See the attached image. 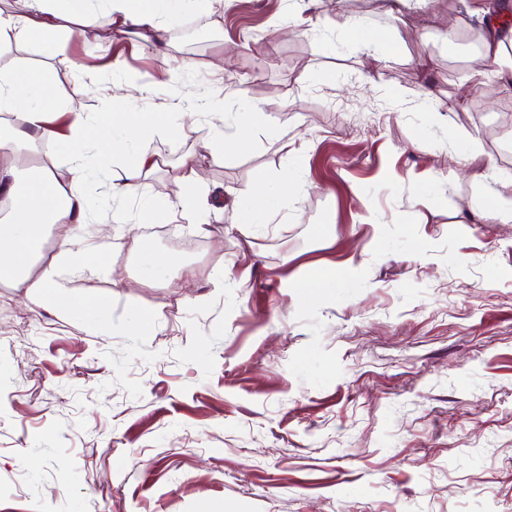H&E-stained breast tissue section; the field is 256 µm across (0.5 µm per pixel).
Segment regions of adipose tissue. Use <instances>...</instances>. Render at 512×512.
<instances>
[{
	"label": "adipose tissue",
	"mask_w": 512,
	"mask_h": 512,
	"mask_svg": "<svg viewBox=\"0 0 512 512\" xmlns=\"http://www.w3.org/2000/svg\"><path fill=\"white\" fill-rule=\"evenodd\" d=\"M0 7V43L17 41L35 50L58 44L66 35L65 21L76 22L82 29L100 25L103 17L132 23L142 28L157 48L167 45L164 24L173 0H106V10H99L93 0H6ZM483 55L496 67L503 83H512V26L503 23L501 13H494L482 36ZM85 91L76 84L65 90H53L44 71L26 65L0 67V114L13 115L15 121L0 125V156L14 157L34 140L62 143L68 155L66 174L43 167L32 172L26 184H19L15 167L0 169V196L10 202V209L0 218V280L35 289L41 299L61 315H69L75 305L64 292L59 275L61 265L74 262L78 252L90 250L80 230L92 222L89 205V181L107 170L115 155H122V173L112 184L116 196H132L142 180L158 162L151 154L137 150V143L156 130L171 128L166 112L127 111V89L123 84L112 88V110L108 123L114 135L97 138L92 134L96 116L75 107ZM207 115L214 121L210 140L213 156L223 157L226 143L246 147L250 129L246 123L227 125L224 101L210 99ZM185 173L179 194L165 208L146 206L141 219L174 220L196 214L203 205L193 155L183 156ZM60 228L58 249L43 266L38 277L30 270L40 255L41 235L46 228Z\"/></svg>",
	"instance_id": "ef3b65f1"
}]
</instances>
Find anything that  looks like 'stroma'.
Listing matches in <instances>:
<instances>
[{
  "instance_id": "stroma-1",
  "label": "stroma",
  "mask_w": 512,
  "mask_h": 512,
  "mask_svg": "<svg viewBox=\"0 0 512 512\" xmlns=\"http://www.w3.org/2000/svg\"><path fill=\"white\" fill-rule=\"evenodd\" d=\"M422 3L184 0L166 37L210 33L192 64L105 26L36 54L56 87L86 85L82 111L104 116L135 76L130 111L182 113L141 148L195 153L203 193L292 174L300 193L262 228L232 209L113 225L102 259L61 272L68 316L0 283V512H512V222L457 213L512 195V86L492 107L461 93L454 71L484 65L466 41L479 18ZM213 97L252 127L220 161ZM181 175L168 160L116 198L101 173L86 234L174 197ZM328 265L359 272L310 291ZM98 300L105 329L82 311Z\"/></svg>"
}]
</instances>
